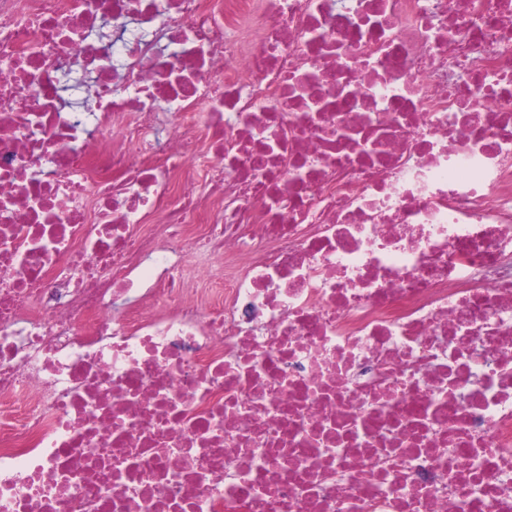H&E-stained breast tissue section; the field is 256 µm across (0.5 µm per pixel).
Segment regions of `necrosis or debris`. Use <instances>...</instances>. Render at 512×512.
<instances>
[{"label":"necrosis or debris","mask_w":512,"mask_h":512,"mask_svg":"<svg viewBox=\"0 0 512 512\" xmlns=\"http://www.w3.org/2000/svg\"><path fill=\"white\" fill-rule=\"evenodd\" d=\"M0 512H512V0H0Z\"/></svg>","instance_id":"necrosis-or-debris-1"}]
</instances>
